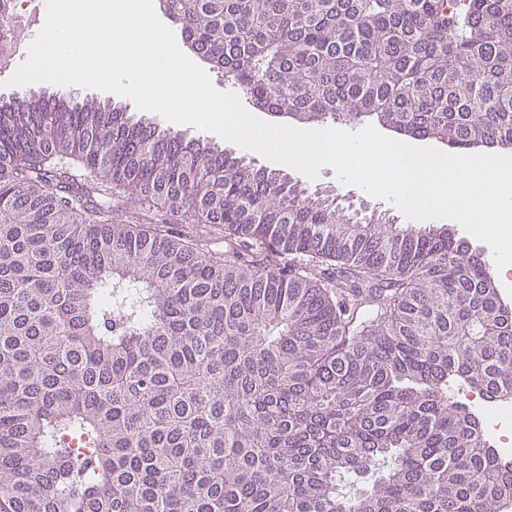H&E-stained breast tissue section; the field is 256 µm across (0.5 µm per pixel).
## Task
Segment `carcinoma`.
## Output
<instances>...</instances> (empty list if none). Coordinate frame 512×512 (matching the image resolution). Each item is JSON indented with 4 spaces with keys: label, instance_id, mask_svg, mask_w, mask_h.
I'll return each mask as SVG.
<instances>
[{
    "label": "carcinoma",
    "instance_id": "carcinoma-1",
    "mask_svg": "<svg viewBox=\"0 0 512 512\" xmlns=\"http://www.w3.org/2000/svg\"><path fill=\"white\" fill-rule=\"evenodd\" d=\"M163 8L257 110L512 150V0ZM463 385L512 399L466 241L117 104L0 103V512H508Z\"/></svg>",
    "mask_w": 512,
    "mask_h": 512
}]
</instances>
